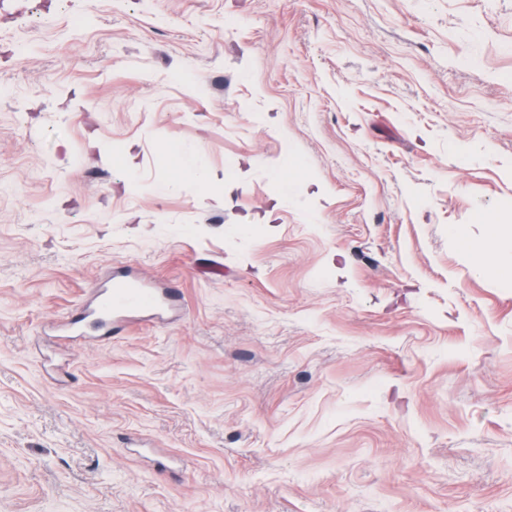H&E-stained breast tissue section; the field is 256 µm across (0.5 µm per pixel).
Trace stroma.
Returning <instances> with one entry per match:
<instances>
[{"instance_id":"35a3bbf8","label":"stroma","mask_w":512,"mask_h":512,"mask_svg":"<svg viewBox=\"0 0 512 512\" xmlns=\"http://www.w3.org/2000/svg\"><path fill=\"white\" fill-rule=\"evenodd\" d=\"M497 267L512 0H0V512H512ZM161 305L159 294L141 282L117 280L96 296L89 315L105 325H112V332L117 334L120 330L114 325V320L125 317L132 310L152 311Z\"/></svg>"}]
</instances>
